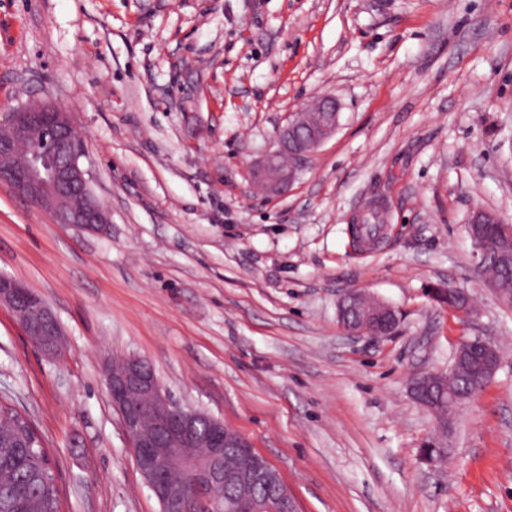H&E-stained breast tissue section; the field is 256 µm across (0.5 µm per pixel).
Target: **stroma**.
<instances>
[{"mask_svg":"<svg viewBox=\"0 0 512 512\" xmlns=\"http://www.w3.org/2000/svg\"><path fill=\"white\" fill-rule=\"evenodd\" d=\"M324 94L335 135L287 195L258 191L251 163ZM31 98L70 112L110 212L90 235L0 184V273L67 345L46 356L0 307V393L63 512H160L104 385L125 355L245 436L301 512H512V303L465 232L477 208L512 224V0H0V113ZM372 202L387 223L362 249ZM448 286L469 315L434 300ZM354 288L394 307L390 335L345 329ZM474 337L501 366L425 459L409 378Z\"/></svg>","mask_w":512,"mask_h":512,"instance_id":"obj_1","label":"stroma"}]
</instances>
